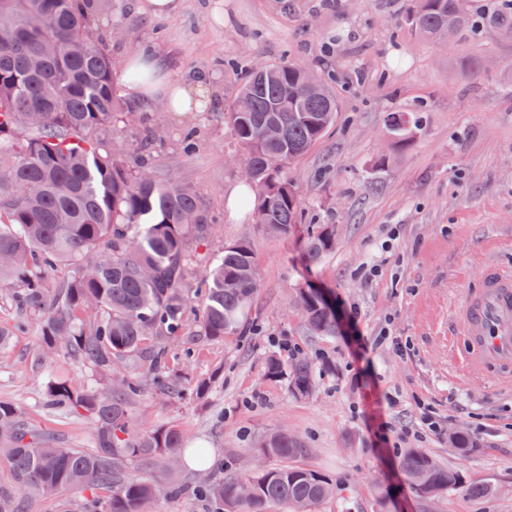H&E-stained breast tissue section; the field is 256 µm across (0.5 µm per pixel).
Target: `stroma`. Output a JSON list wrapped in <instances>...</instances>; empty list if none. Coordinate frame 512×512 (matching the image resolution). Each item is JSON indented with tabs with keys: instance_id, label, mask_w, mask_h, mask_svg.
<instances>
[{
	"instance_id": "1",
	"label": "stroma",
	"mask_w": 512,
	"mask_h": 512,
	"mask_svg": "<svg viewBox=\"0 0 512 512\" xmlns=\"http://www.w3.org/2000/svg\"><path fill=\"white\" fill-rule=\"evenodd\" d=\"M411 0H180L179 10L155 18L138 0H109L91 20L104 44L122 99L137 118L116 116L91 131L128 165L148 164L163 182L190 185L217 221L211 247L193 259L187 294L198 307V287L223 245L248 241L258 288L236 328L221 339L194 337L170 345L168 367L189 395L178 399L146 387L134 412L142 430L177 426L187 448H207L201 468L184 461L169 471L134 461L132 474L189 485L211 473L244 477L277 461L256 442L284 432L305 445L296 465L321 471L336 498L310 512H512V381L470 361L455 315L463 297L481 284L488 264L512 270V41L482 33L479 42L429 41L405 23ZM144 43L158 46L171 80L202 79L208 109L176 116L147 101L124 78L129 57ZM285 63L335 79L339 112L325 137L291 161L288 174L302 202L301 224L288 235L269 233L253 215L228 217L224 190L242 181L236 142L224 125L248 68ZM423 109V126L406 147L385 132L389 113ZM156 139L137 152L142 128ZM199 147L182 149L185 130ZM332 224L336 249L315 265L303 260L306 227ZM380 265L375 279L367 266ZM321 289L338 329L316 336L295 301L298 288ZM357 309L356 324L347 313ZM0 327L15 328L14 346L0 355V401L19 407L39 428L70 448L93 444L91 421L43 403L49 371L80 385H103L137 370L114 362L97 373L64 355L38 360L40 320L0 288ZM389 343L365 364L382 394L397 398L391 447L377 446L366 426L374 410L351 366L350 338ZM401 349H393V342ZM309 358L317 384L308 395L265 376L269 356ZM209 391L192 395L197 380ZM431 404L439 428L422 430L418 406ZM468 437L457 447L455 433ZM432 456L461 476L432 500L418 496L398 472L400 451ZM492 489L476 497L472 487Z\"/></svg>"
}]
</instances>
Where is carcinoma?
<instances>
[{"label": "carcinoma", "instance_id": "cac0c4a2", "mask_svg": "<svg viewBox=\"0 0 512 512\" xmlns=\"http://www.w3.org/2000/svg\"><path fill=\"white\" fill-rule=\"evenodd\" d=\"M104 0H0V287L42 321L40 355H72L97 372L112 371L119 358L135 355L153 339L147 374L133 372L103 390L53 376L45 386L46 405L94 426L91 448H61L33 427L19 409L0 401V456L7 481L22 498L48 500L56 512H141L161 496L182 489L127 470L134 459L181 464V431L160 425L135 426L133 404L144 378L171 397L182 398L181 380L164 371L166 344L192 333L186 318L189 246L207 247L212 217L194 190L163 183L145 168L132 169L112 150L83 133L112 122L115 114L136 112L117 95L110 56L90 31ZM406 22L422 39L475 40L491 30L512 40V0H414ZM305 79L317 94L295 103L291 90ZM333 78L314 76L292 64H270L264 79L249 73L225 123L240 150L253 162L251 190L258 196L256 222L286 235L301 221L296 184L286 164L303 156L336 121ZM277 124L280 135L261 130ZM415 110L392 112L386 131L409 143L421 129ZM304 257L316 263L336 247V226L309 224ZM75 265L71 280L51 293L47 273ZM258 287L249 243L226 244L201 283L198 335L222 338L233 331ZM298 297L309 330L336 334V317L313 288ZM265 375L285 378L299 394L315 387L316 367L307 360L290 365L267 359ZM264 456L290 460L306 452L294 437L270 435ZM399 467L416 493L435 498L460 477L430 455L408 450ZM69 490L81 492L73 500ZM204 512H310L336 497V484L310 468L281 465L241 480L213 476L194 485Z\"/></svg>", "mask_w": 512, "mask_h": 512}]
</instances>
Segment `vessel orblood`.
<instances>
[{"label": "vessel or blood", "mask_w": 512, "mask_h": 512, "mask_svg": "<svg viewBox=\"0 0 512 512\" xmlns=\"http://www.w3.org/2000/svg\"><path fill=\"white\" fill-rule=\"evenodd\" d=\"M458 316L480 361L512 366V276L488 268L480 288L464 297Z\"/></svg>", "instance_id": "vessel-or-blood-1"}]
</instances>
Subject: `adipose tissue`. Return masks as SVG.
Instances as JSON below:
<instances>
[{"label": "adipose tissue", "instance_id": "obj_1", "mask_svg": "<svg viewBox=\"0 0 512 512\" xmlns=\"http://www.w3.org/2000/svg\"><path fill=\"white\" fill-rule=\"evenodd\" d=\"M130 64L142 71L145 79L140 86L142 94L162 97L172 113L201 112L206 106V91L194 81H170L159 63L155 45L142 46L131 58Z\"/></svg>", "mask_w": 512, "mask_h": 512}]
</instances>
